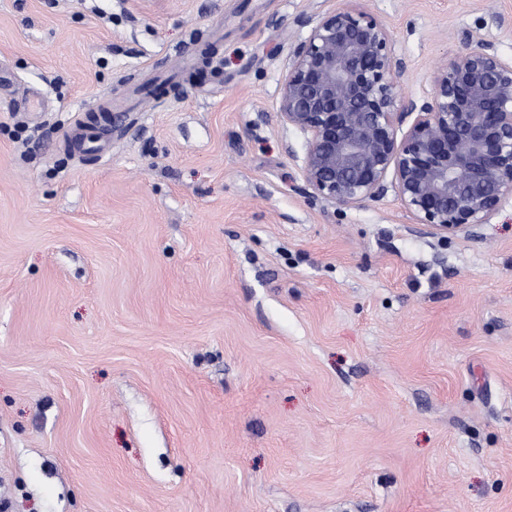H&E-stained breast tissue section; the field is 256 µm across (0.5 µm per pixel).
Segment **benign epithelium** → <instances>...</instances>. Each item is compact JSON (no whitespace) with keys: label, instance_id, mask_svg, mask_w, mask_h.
Masks as SVG:
<instances>
[{"label":"benign epithelium","instance_id":"1","mask_svg":"<svg viewBox=\"0 0 512 512\" xmlns=\"http://www.w3.org/2000/svg\"><path fill=\"white\" fill-rule=\"evenodd\" d=\"M305 23L277 118L305 137L313 194L350 208L393 190L416 223L450 237L489 223L512 198V58L468 32L430 95L402 97L405 63L382 24L345 9Z\"/></svg>","mask_w":512,"mask_h":512}]
</instances>
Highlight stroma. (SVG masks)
<instances>
[{
    "label": "stroma",
    "mask_w": 512,
    "mask_h": 512,
    "mask_svg": "<svg viewBox=\"0 0 512 512\" xmlns=\"http://www.w3.org/2000/svg\"><path fill=\"white\" fill-rule=\"evenodd\" d=\"M339 9L404 97L512 57V0H0L5 512H512V200L313 195L279 89Z\"/></svg>",
    "instance_id": "obj_1"
}]
</instances>
